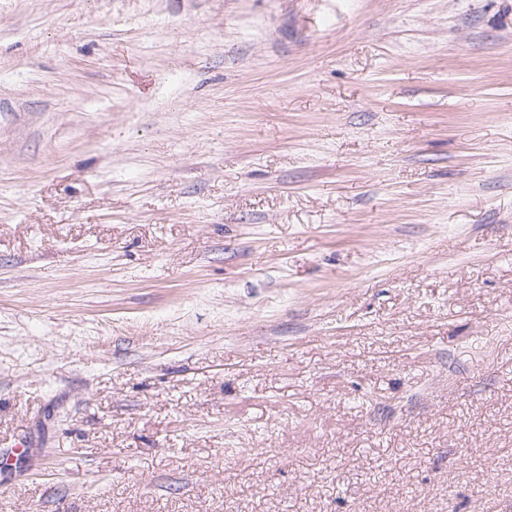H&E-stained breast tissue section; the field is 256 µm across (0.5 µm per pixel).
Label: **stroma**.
<instances>
[{"mask_svg":"<svg viewBox=\"0 0 512 512\" xmlns=\"http://www.w3.org/2000/svg\"><path fill=\"white\" fill-rule=\"evenodd\" d=\"M0 512H512V0H0Z\"/></svg>","mask_w":512,"mask_h":512,"instance_id":"35a3bbf8","label":"stroma"}]
</instances>
